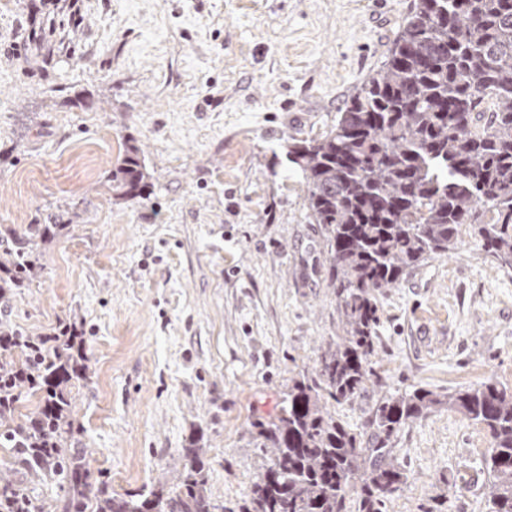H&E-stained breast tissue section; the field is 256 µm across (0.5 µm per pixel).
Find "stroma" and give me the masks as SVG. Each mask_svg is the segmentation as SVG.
I'll return each instance as SVG.
<instances>
[{"label":"stroma","instance_id":"obj_1","mask_svg":"<svg viewBox=\"0 0 512 512\" xmlns=\"http://www.w3.org/2000/svg\"><path fill=\"white\" fill-rule=\"evenodd\" d=\"M413 0H20L0 6V237L61 224L38 281L0 304L35 335L82 330L73 388L92 474L177 488L200 436L205 489L238 512L279 411L340 335L328 254L288 160L331 129ZM149 173L118 200L129 144ZM375 374L333 404L370 429L380 400L492 379L512 390V271L464 230L379 297ZM487 430L440 407L400 432L387 512H489Z\"/></svg>","mask_w":512,"mask_h":512}]
</instances>
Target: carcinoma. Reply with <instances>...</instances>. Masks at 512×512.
<instances>
[{"mask_svg":"<svg viewBox=\"0 0 512 512\" xmlns=\"http://www.w3.org/2000/svg\"><path fill=\"white\" fill-rule=\"evenodd\" d=\"M487 112V119L481 114ZM305 202L323 226L328 281L343 335L326 343L311 375L293 381L272 419L256 424L263 464L240 512H386L407 474L399 432L440 406L483 425L492 512H512V393L491 379L446 394L415 389L385 397L367 438L348 430L331 402L354 400L374 376L378 295L405 271L456 250L462 227L512 270V0H415L382 67L349 99L336 125L288 151ZM141 150L126 147L112 171L121 199L143 197ZM490 220H484L486 214ZM65 224H26L0 240V300L28 288L43 247ZM82 332L66 325L32 335L0 320V447L32 481L66 491L62 512H214L203 448L185 449L175 496H114L107 482L89 505L87 449L78 438L71 387L90 388ZM39 396L25 420L17 403ZM0 512H45L25 484L0 477Z\"/></svg>","mask_w":512,"mask_h":512,"instance_id":"1","label":"carcinoma"}]
</instances>
